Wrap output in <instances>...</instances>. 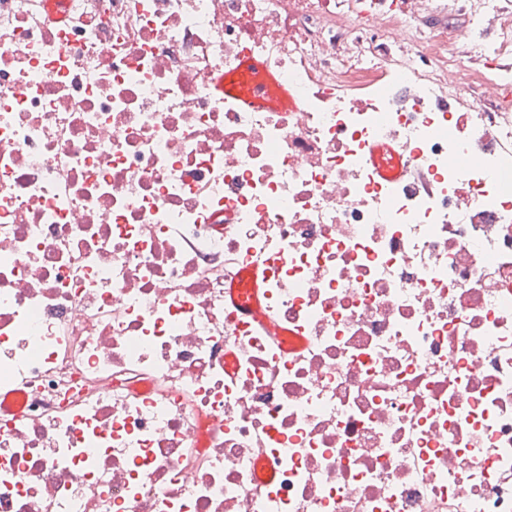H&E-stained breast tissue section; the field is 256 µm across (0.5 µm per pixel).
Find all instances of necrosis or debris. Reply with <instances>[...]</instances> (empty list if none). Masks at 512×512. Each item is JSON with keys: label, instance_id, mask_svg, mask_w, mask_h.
<instances>
[{"label": "necrosis or debris", "instance_id": "obj_1", "mask_svg": "<svg viewBox=\"0 0 512 512\" xmlns=\"http://www.w3.org/2000/svg\"><path fill=\"white\" fill-rule=\"evenodd\" d=\"M468 3L0 0V512H512V7ZM247 57L296 106L218 95ZM371 159L375 170L391 180L407 177V170L401 163L398 149L391 144H377L371 148Z\"/></svg>", "mask_w": 512, "mask_h": 512}]
</instances>
